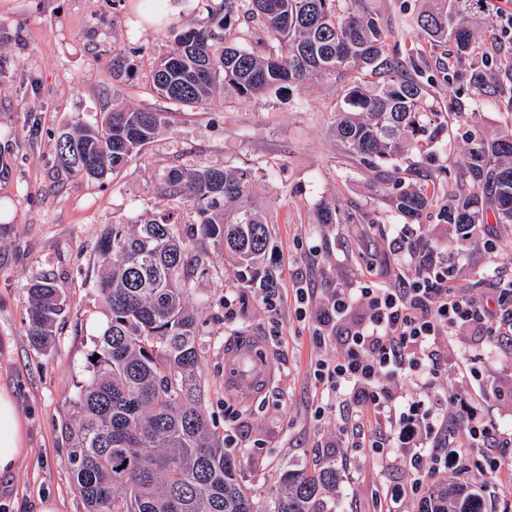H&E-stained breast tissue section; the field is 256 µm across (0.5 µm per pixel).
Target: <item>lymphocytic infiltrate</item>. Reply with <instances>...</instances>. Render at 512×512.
<instances>
[{
	"instance_id": "f902f5d3",
	"label": "lymphocytic infiltrate",
	"mask_w": 512,
	"mask_h": 512,
	"mask_svg": "<svg viewBox=\"0 0 512 512\" xmlns=\"http://www.w3.org/2000/svg\"><path fill=\"white\" fill-rule=\"evenodd\" d=\"M448 230L452 248L445 251L425 237L421 225H401L393 250L410 266V275L393 287L366 277L354 287L332 289L316 314L321 343L352 313L360 315L335 355L316 362L313 377L322 391L340 399L338 447L365 448L377 458L394 448L407 454L412 480L399 487L402 495L419 494L438 475L464 471L468 458L482 472L498 473L512 453V437L466 408L462 391L440 387L445 368L439 352L458 328H471L481 347L467 358L470 375L478 379L483 349L512 335V280L498 289L492 308L453 281L455 256L474 239H482L485 254L494 257L493 232L477 224L466 232L454 224ZM406 382L413 385V395L402 393ZM450 405L455 414H447ZM366 412L373 414L376 427L363 422Z\"/></svg>"
}]
</instances>
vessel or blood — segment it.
<instances>
[{"instance_id":"1","label":"vessel or blood","mask_w":512,"mask_h":512,"mask_svg":"<svg viewBox=\"0 0 512 512\" xmlns=\"http://www.w3.org/2000/svg\"><path fill=\"white\" fill-rule=\"evenodd\" d=\"M264 342L250 336L232 341L224 349V387L248 399L268 386L272 379L269 362L263 357Z\"/></svg>"}]
</instances>
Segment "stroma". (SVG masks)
Listing matches in <instances>:
<instances>
[{
	"label": "stroma",
	"instance_id": "stroma-1",
	"mask_svg": "<svg viewBox=\"0 0 512 512\" xmlns=\"http://www.w3.org/2000/svg\"><path fill=\"white\" fill-rule=\"evenodd\" d=\"M171 19L142 23L145 0H14L0 15V386L14 395L24 421L27 452L0 474V512H33L38 500L54 499L60 512H86L74 488L63 426L76 415L75 392L85 378L95 325L105 311L93 288L97 244L106 225L131 224L144 212L177 208L193 222L192 207L174 205L159 183L174 168L220 167L255 173L251 201L272 231L279 303L265 307L258 287H244L223 251L209 253V271L189 296L202 312L199 375L212 429L256 490L280 485L285 471L336 463L335 512H418L420 496L386 497L409 484L400 454L379 459L336 445L338 412L316 417L320 391L312 370L335 354L336 343H317L315 313L329 290L350 287L363 276V253L376 257L375 280L398 282L406 271L390 242L403 218L392 185L356 167L333 134L335 111L346 93L340 77L311 86L289 85L244 101L217 98L207 108L166 101L151 88L154 61L174 48V32L193 26L207 0H171ZM430 0H374L390 50L412 58L425 85L422 111L448 116L431 160L412 154L417 168L433 174L439 190L421 214L426 234L448 241L444 217L460 163L472 135L492 139L512 130V86L500 76L512 69V38L497 21L476 25L478 47L457 55L452 44L433 43L415 24ZM125 55L130 74L113 77L112 58ZM163 112L167 124L118 173L100 180L74 177L59 168L55 142L75 122H92L113 102ZM335 202L342 224H320L316 209ZM499 238L495 261L481 246L456 265L455 282L492 302L499 274L512 272V229L487 216ZM52 278L66 298L50 349L34 348L25 335L27 291ZM308 289L300 300L299 289ZM233 298L225 316L224 298ZM262 336L273 372L271 384L245 400L224 388V344L237 336ZM474 338L460 328L444 352V388L467 391L486 417L512 432V400L486 396L465 369ZM486 499L490 512L512 507V471L489 476L476 467L460 474Z\"/></svg>",
	"mask_w": 512,
	"mask_h": 512
}]
</instances>
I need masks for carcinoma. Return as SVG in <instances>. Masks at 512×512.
Here are the masks:
<instances>
[{
    "instance_id": "1",
    "label": "carcinoma",
    "mask_w": 512,
    "mask_h": 512,
    "mask_svg": "<svg viewBox=\"0 0 512 512\" xmlns=\"http://www.w3.org/2000/svg\"><path fill=\"white\" fill-rule=\"evenodd\" d=\"M486 4L436 0L417 26L468 54L476 44L472 16ZM245 17L257 22L268 53L229 41ZM175 44L153 64V89L197 108L223 93L247 100L283 83L347 77L334 134L344 153L367 169H401L399 160L433 147L445 127L438 113L423 116V87L389 54L369 0H222ZM164 124L162 112L114 102L99 121L78 122L59 135V166L100 180L120 171ZM252 182L246 169H173L164 193L188 203L195 223L178 224L165 210L103 230L94 287L107 318L92 350L100 358L89 362L77 386V418L64 427L86 512H332L324 494L336 487V463L311 474L290 469L281 486L258 494L244 483L203 409L200 316L189 296L194 278L207 273L208 246L224 251L242 284L276 287L271 231L263 212L248 204ZM394 189L396 209L408 223L432 201L427 189L400 177ZM456 190L465 199L447 210L448 223L482 224L491 210L496 223L512 224V131L472 139ZM316 223L341 224L343 217L336 204L324 202ZM64 306L50 280L30 283L26 335L33 347H52ZM420 512L486 507L470 486L453 482L434 486Z\"/></svg>"
}]
</instances>
